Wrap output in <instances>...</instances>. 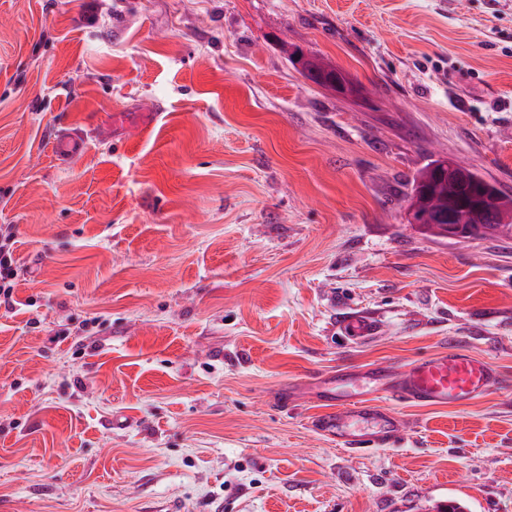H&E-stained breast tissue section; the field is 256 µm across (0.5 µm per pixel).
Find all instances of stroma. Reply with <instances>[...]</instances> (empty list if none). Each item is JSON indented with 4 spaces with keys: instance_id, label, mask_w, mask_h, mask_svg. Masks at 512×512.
Instances as JSON below:
<instances>
[{
    "instance_id": "35a3bbf8",
    "label": "stroma",
    "mask_w": 512,
    "mask_h": 512,
    "mask_svg": "<svg viewBox=\"0 0 512 512\" xmlns=\"http://www.w3.org/2000/svg\"><path fill=\"white\" fill-rule=\"evenodd\" d=\"M442 157L512 196V0H0V512H512V237L409 223ZM448 349L504 386L313 428L322 379ZM15 232L11 224L0 225V307L10 310L14 300L15 279L18 276L14 258ZM345 337L352 341H365L373 335V322L364 314L356 313L349 317L341 326ZM329 396L330 406L314 422L321 432L353 451L371 450L369 447L401 431V419L394 411L373 404L375 400L359 393L336 392V380Z\"/></svg>"
}]
</instances>
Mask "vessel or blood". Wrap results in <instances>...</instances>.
Here are the masks:
<instances>
[{
    "instance_id": "b4317fda",
    "label": "vessel or blood",
    "mask_w": 512,
    "mask_h": 512,
    "mask_svg": "<svg viewBox=\"0 0 512 512\" xmlns=\"http://www.w3.org/2000/svg\"><path fill=\"white\" fill-rule=\"evenodd\" d=\"M341 331L348 339L360 342L372 336L374 325L369 317L356 313L342 324ZM373 378L384 382L387 396L435 406L471 401L502 383L489 361L459 351L430 355L398 372L377 369ZM330 400L315 423L321 432L353 451H367L401 430V420L394 411L373 404L362 394L334 391Z\"/></svg>"
}]
</instances>
